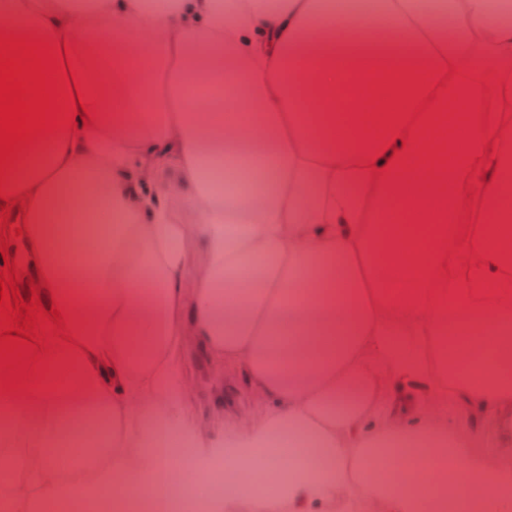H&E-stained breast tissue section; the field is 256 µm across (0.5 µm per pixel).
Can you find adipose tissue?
I'll use <instances>...</instances> for the list:
<instances>
[{
  "label": "adipose tissue",
  "instance_id": "obj_1",
  "mask_svg": "<svg viewBox=\"0 0 512 512\" xmlns=\"http://www.w3.org/2000/svg\"><path fill=\"white\" fill-rule=\"evenodd\" d=\"M0 30L68 47L82 102L0 177L20 201L42 305L68 316L34 388L0 394V512L59 497L65 438L103 421L108 494L154 500L185 438L198 494L218 455L282 473L224 512H439L437 491L512 512V14L494 0H0ZM113 31V67L84 45ZM258 184L225 208L213 168ZM433 241L387 222L389 202ZM499 223L463 234L472 202ZM113 227L77 250L60 216ZM194 347L249 397L217 437L181 362ZM299 437L317 461L271 438Z\"/></svg>",
  "mask_w": 512,
  "mask_h": 512
}]
</instances>
